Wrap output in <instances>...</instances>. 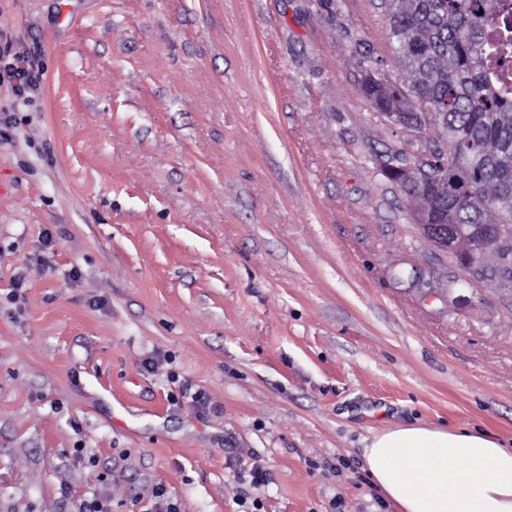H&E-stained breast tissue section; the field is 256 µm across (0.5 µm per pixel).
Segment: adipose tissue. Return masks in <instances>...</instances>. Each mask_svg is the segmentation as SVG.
Listing matches in <instances>:
<instances>
[{
  "mask_svg": "<svg viewBox=\"0 0 512 512\" xmlns=\"http://www.w3.org/2000/svg\"><path fill=\"white\" fill-rule=\"evenodd\" d=\"M362 458L397 512H512V448L481 430L396 425Z\"/></svg>",
  "mask_w": 512,
  "mask_h": 512,
  "instance_id": "1",
  "label": "adipose tissue"
}]
</instances>
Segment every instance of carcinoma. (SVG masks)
<instances>
[{
    "label": "carcinoma",
    "mask_w": 512,
    "mask_h": 512,
    "mask_svg": "<svg viewBox=\"0 0 512 512\" xmlns=\"http://www.w3.org/2000/svg\"><path fill=\"white\" fill-rule=\"evenodd\" d=\"M389 39L409 79L367 76L364 94L385 112H406L414 142H445L448 197L406 195L420 210L448 212L441 225L498 227L512 235V90L496 87L486 70L493 51L486 33L497 24L512 33L507 0H389Z\"/></svg>",
    "instance_id": "cac0c4a2"
}]
</instances>
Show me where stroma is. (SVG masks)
<instances>
[{
    "label": "stroma",
    "instance_id": "1",
    "mask_svg": "<svg viewBox=\"0 0 512 512\" xmlns=\"http://www.w3.org/2000/svg\"><path fill=\"white\" fill-rule=\"evenodd\" d=\"M0 33L45 72L0 81V512H392L372 433L512 441V280L385 174L384 0H0Z\"/></svg>",
    "mask_w": 512,
    "mask_h": 512
}]
</instances>
